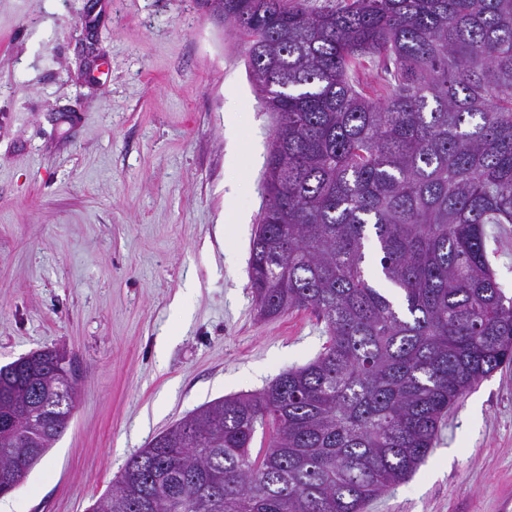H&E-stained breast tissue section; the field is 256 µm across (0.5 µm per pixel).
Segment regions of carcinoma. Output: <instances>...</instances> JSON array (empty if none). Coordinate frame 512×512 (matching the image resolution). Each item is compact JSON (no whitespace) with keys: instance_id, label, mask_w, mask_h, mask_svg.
Masks as SVG:
<instances>
[{"instance_id":"1","label":"carcinoma","mask_w":512,"mask_h":512,"mask_svg":"<svg viewBox=\"0 0 512 512\" xmlns=\"http://www.w3.org/2000/svg\"><path fill=\"white\" fill-rule=\"evenodd\" d=\"M277 126L249 258L263 319L328 340L262 391L209 402L128 459L89 512H363L512 362L489 224H512V0H207ZM384 65L386 95L355 83ZM373 232L398 298L367 277ZM49 351L0 367V475L67 428ZM269 442L257 455V428Z\"/></svg>"}]
</instances>
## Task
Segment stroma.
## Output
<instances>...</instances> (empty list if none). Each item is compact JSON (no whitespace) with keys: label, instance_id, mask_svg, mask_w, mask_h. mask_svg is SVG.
<instances>
[{"label":"stroma","instance_id":"1","mask_svg":"<svg viewBox=\"0 0 512 512\" xmlns=\"http://www.w3.org/2000/svg\"><path fill=\"white\" fill-rule=\"evenodd\" d=\"M275 127L205 0H0V366L51 348L81 368L0 512H87L154 436L323 350L310 311L254 308ZM487 250L511 294L512 224ZM364 512H512V365Z\"/></svg>","mask_w":512,"mask_h":512}]
</instances>
